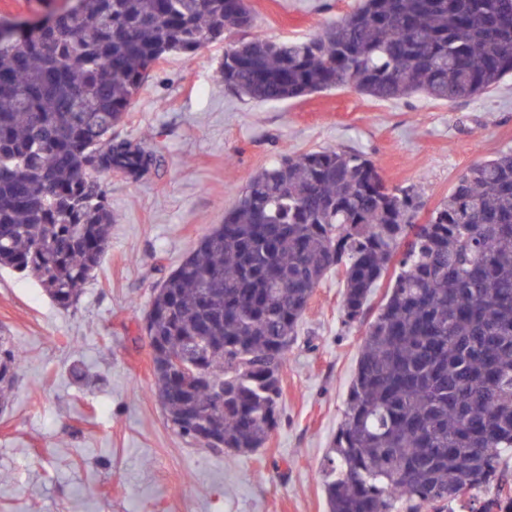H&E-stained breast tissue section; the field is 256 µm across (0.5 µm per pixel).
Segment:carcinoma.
<instances>
[{
	"instance_id": "cac0c4a2",
	"label": "carcinoma",
	"mask_w": 512,
	"mask_h": 512,
	"mask_svg": "<svg viewBox=\"0 0 512 512\" xmlns=\"http://www.w3.org/2000/svg\"><path fill=\"white\" fill-rule=\"evenodd\" d=\"M80 2L46 30L0 18V269L63 308L110 244L102 177L155 169L154 147L114 129L164 57L221 42L224 88L267 103L338 87L465 99L512 75V0H358L299 40L257 32L250 0ZM421 207L360 153H287L254 174L146 309L172 429L263 447L299 322L334 271L344 325L367 330L320 470L328 512H512V151L418 224ZM195 341L196 368L175 370ZM21 363L0 336L1 408Z\"/></svg>"
}]
</instances>
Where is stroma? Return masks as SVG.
Listing matches in <instances>:
<instances>
[{
  "label": "stroma",
  "instance_id": "stroma-1",
  "mask_svg": "<svg viewBox=\"0 0 512 512\" xmlns=\"http://www.w3.org/2000/svg\"><path fill=\"white\" fill-rule=\"evenodd\" d=\"M258 30L301 39L357 0H251ZM223 44L161 60L119 137L152 144L139 182L104 177L110 248L69 308L0 270V334L25 354L0 413V512H327L318 473L343 420L365 325L344 326L342 284L316 288L282 370L283 420L248 455L191 445L153 391L143 318L154 288L249 179L283 153L367 155L392 187H420L424 223L471 166L512 149V77L479 96L379 100L348 88L253 103L217 74ZM81 363L96 379L68 378Z\"/></svg>",
  "mask_w": 512,
  "mask_h": 512
}]
</instances>
